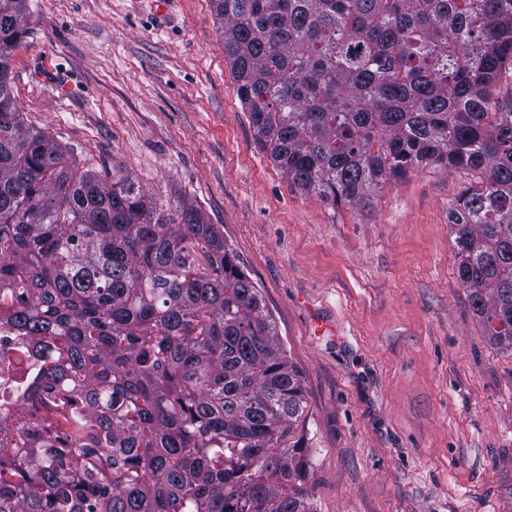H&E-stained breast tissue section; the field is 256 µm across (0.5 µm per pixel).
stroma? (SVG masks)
Masks as SVG:
<instances>
[{
    "mask_svg": "<svg viewBox=\"0 0 512 512\" xmlns=\"http://www.w3.org/2000/svg\"><path fill=\"white\" fill-rule=\"evenodd\" d=\"M12 94L78 166L221 225L300 370L314 512H512V352L458 278L466 172L365 206L298 190L256 145L211 0H30Z\"/></svg>",
    "mask_w": 512,
    "mask_h": 512,
    "instance_id": "stroma-1",
    "label": "stroma"
}]
</instances>
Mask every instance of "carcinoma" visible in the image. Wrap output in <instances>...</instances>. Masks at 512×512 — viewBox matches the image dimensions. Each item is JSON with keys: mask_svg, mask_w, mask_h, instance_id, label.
I'll list each match as a JSON object with an SVG mask.
<instances>
[{"mask_svg": "<svg viewBox=\"0 0 512 512\" xmlns=\"http://www.w3.org/2000/svg\"><path fill=\"white\" fill-rule=\"evenodd\" d=\"M258 147L361 204L464 170L457 273L512 352V0H212ZM0 0V512H312L302 375L217 224L26 124Z\"/></svg>", "mask_w": 512, "mask_h": 512, "instance_id": "1", "label": "carcinoma"}]
</instances>
